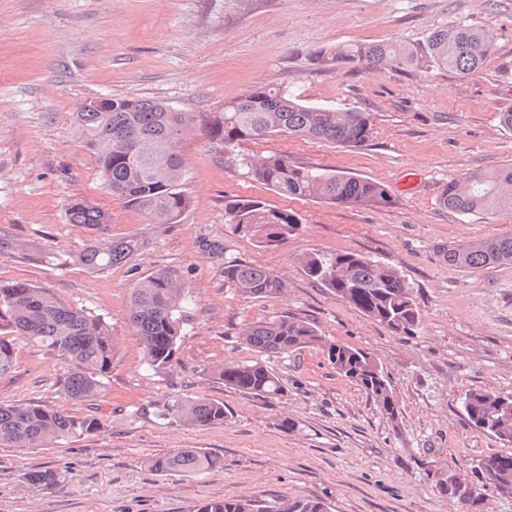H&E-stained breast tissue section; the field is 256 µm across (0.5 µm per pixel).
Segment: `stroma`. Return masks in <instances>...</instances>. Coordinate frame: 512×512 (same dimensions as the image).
<instances>
[{"label": "stroma", "mask_w": 512, "mask_h": 512, "mask_svg": "<svg viewBox=\"0 0 512 512\" xmlns=\"http://www.w3.org/2000/svg\"><path fill=\"white\" fill-rule=\"evenodd\" d=\"M493 35L483 68L396 72L346 64L317 68L315 50L396 40L408 45L456 26ZM258 86L302 102L372 115L371 136L345 147L292 136L240 142L220 158L203 129L185 139L191 207L155 226L102 185L73 122L92 98L162 101L205 118ZM512 0H0V281L50 289L109 324L117 351L95 400L63 393L69 365L23 339L0 376V404L38 401L96 416L100 431L45 449L0 446V512H194L232 496L318 498L329 512H455L435 487L490 453H512L471 427L469 390L512 392V265L476 271L447 264L453 243L512 234V210L464 215L443 207L448 181L512 164ZM280 153L306 165L386 186L383 207H345L284 197L245 175L241 157ZM80 197L112 216L115 235L149 246L100 271L71 262L94 236L70 223ZM254 198L294 211L298 233L276 247L234 232L224 201ZM223 243L220 255L207 242ZM353 252L396 268L411 285L422 322L397 335L309 279L301 255ZM262 267L285 283L272 301L239 296L224 264ZM178 270L187 317L168 368H151L129 321L133 286ZM275 314L314 322L330 341L369 352L388 372L400 406L391 424L326 352L307 347L268 358L288 384L278 399L225 387L210 373L250 361L238 328ZM170 394L222 402L228 418L206 427L169 423L156 405ZM178 448L223 457L218 472L151 471ZM68 471L70 484L29 488L23 472Z\"/></svg>", "instance_id": "35a3bbf8"}]
</instances>
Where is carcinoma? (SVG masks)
<instances>
[{"label": "carcinoma", "mask_w": 512, "mask_h": 512, "mask_svg": "<svg viewBox=\"0 0 512 512\" xmlns=\"http://www.w3.org/2000/svg\"><path fill=\"white\" fill-rule=\"evenodd\" d=\"M493 51L494 40L489 32L459 26L435 30L423 43L412 47L388 40L321 49L314 53L313 61L320 68L350 63L385 65L395 71L450 66L462 74H472ZM74 123L95 155L103 185L112 194L120 197L127 208L140 213L148 224L179 222L192 204L180 143L196 130L193 113L179 112L164 102L149 99L109 98L97 111L81 105ZM205 128L210 141L224 149L226 155L242 140L276 135L357 147L369 138L371 114L309 106L277 88L259 86L207 116ZM238 164L246 174L287 197L313 198L349 207H381L389 201V194L380 183L312 168L283 154L243 157ZM441 202L462 214L512 209V164L490 171L476 170L448 181ZM66 211L71 223L84 224L98 232L72 257L90 270L127 263L149 245V240L141 236L110 234V215L83 198L71 200ZM224 217L235 232L251 236L266 247L288 240L300 226L294 212L250 198L224 200ZM442 256L448 265L469 270L512 265V237L451 244L442 250ZM303 264L310 279L390 331L411 335L418 328L420 312L412 287L395 268L371 256L350 252L307 256ZM224 282L241 296L259 301L275 299L285 288L269 271L237 261L224 263ZM186 304V287L174 269L158 270L132 288L129 319L151 367L159 369L172 360L181 338ZM15 336L71 365L63 382L69 399L91 401L103 390L116 346L100 316L71 307L46 288L21 280L0 281V375L14 368ZM237 338L260 358L244 363L230 360L211 369L225 386L256 397L282 396L286 386L265 358L310 346L323 347L336 372L360 386L390 421H397L398 402L380 363L358 348L326 343L314 323L273 315L242 325ZM462 408L469 424L502 443L512 444V394L472 390L465 394ZM159 416L171 423L197 427L222 424L227 419L222 402L180 396L164 401ZM100 429L99 420L91 415L77 417L39 402L0 405V446L8 448H47L59 440L93 435ZM148 467L159 474L201 475L224 468V460L205 448H179L149 460ZM22 478L41 490L70 480L65 472L54 468L28 471ZM458 481L493 491L504 481L512 484V454L486 455L471 466L470 477H460ZM438 493L459 512H483L480 503L452 497L447 486H439ZM195 512L328 510L319 499L243 496L205 501Z\"/></svg>", "instance_id": "carcinoma-1"}]
</instances>
